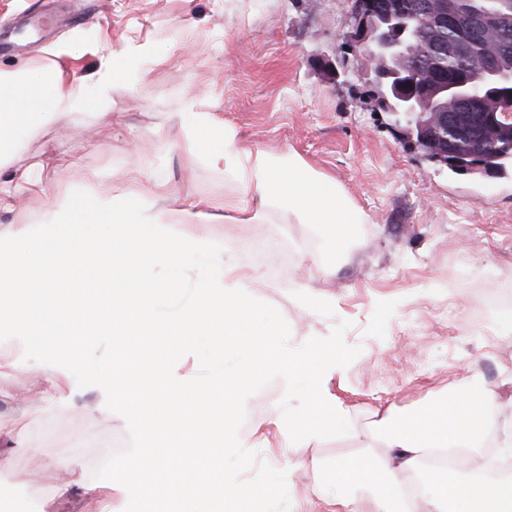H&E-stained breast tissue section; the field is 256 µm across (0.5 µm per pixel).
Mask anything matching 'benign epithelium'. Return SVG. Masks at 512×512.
Returning a JSON list of instances; mask_svg holds the SVG:
<instances>
[{"mask_svg":"<svg viewBox=\"0 0 512 512\" xmlns=\"http://www.w3.org/2000/svg\"><path fill=\"white\" fill-rule=\"evenodd\" d=\"M469 22L487 37L509 31L496 17L475 14ZM463 23L448 0H421L408 22L389 0H355L349 35L351 48L362 51L360 65L385 111L404 116L426 157L444 164L450 155L461 165L471 160L457 155L459 140L484 142L498 131L500 108H512V74L498 66L494 52L474 55L470 44L458 45L481 71L478 82L422 70L421 36L429 29L437 34L457 30ZM450 131L456 140L448 139Z\"/></svg>","mask_w":512,"mask_h":512,"instance_id":"7a95c632","label":"benign epithelium"}]
</instances>
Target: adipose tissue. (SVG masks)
<instances>
[{"label": "adipose tissue", "instance_id": "obj_1", "mask_svg": "<svg viewBox=\"0 0 512 512\" xmlns=\"http://www.w3.org/2000/svg\"><path fill=\"white\" fill-rule=\"evenodd\" d=\"M80 97V84L55 69L0 70V166L22 149L23 134L63 117ZM171 119L184 129V151L204 155L234 183L237 194L224 206L234 210L238 224L261 223L269 207L284 206L296 223L321 230L329 255L317 268L334 272L333 260L360 217L333 180L310 172L290 153L239 149L235 130L217 119L181 112ZM205 206V198L189 196L172 212L158 206L152 185L132 191L117 184L108 196L54 198L47 223L0 226V369L37 356L47 363L52 384L65 379L70 390L96 392L102 403L124 409L139 436L136 454L113 461L114 477L96 512H113L118 504L122 512H183L186 501L217 491L223 512H242L257 494L239 479L247 460L236 420L252 382L267 374L305 383L302 416L275 425L289 441L329 432L342 417L326 388L342 351L332 342L292 348L280 340L277 322L248 298L258 278L213 247ZM76 224L83 227L79 239L70 233ZM86 239L92 251L84 250ZM203 253L210 256L208 276L196 283L187 304L160 322L152 297H177L185 286L182 275L164 278L161 269ZM28 262L41 280L37 304L27 303L32 284L15 270ZM112 270L131 278L114 285L109 300L81 307L69 298L72 288L94 293L100 272ZM104 336L112 339L107 356L85 371L90 350ZM178 336L206 337L214 358L231 350L247 361L232 378L200 379L182 371ZM501 408L494 390L480 388L433 409L383 418L394 460L340 464L323 477L332 488L349 490L342 501L349 512H359L366 498L374 512H512V475L460 477L423 465L437 448L484 447L498 430ZM217 470L223 473L219 488L209 479ZM130 471L139 472V481H127ZM409 473L425 489L412 501L403 492Z\"/></svg>", "mask_w": 512, "mask_h": 512}]
</instances>
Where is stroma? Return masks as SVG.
<instances>
[{"mask_svg": "<svg viewBox=\"0 0 512 512\" xmlns=\"http://www.w3.org/2000/svg\"><path fill=\"white\" fill-rule=\"evenodd\" d=\"M353 0H0V68L56 67L95 73L109 51L149 43L144 77L110 89L26 137L5 169L15 186L0 225L43 223L45 184L77 197L109 194L128 168L166 182V207L205 197L210 234L224 257L262 281L254 300L281 324L285 342L336 340L345 361L329 382L343 409L339 429L308 436L270 457L257 431L301 413L302 383L267 375L251 388L237 433L249 465L242 481L287 494L256 500V512H330L322 475L332 466L388 455L377 422L476 387L512 396V174H461L429 161L406 122L372 97L348 44ZM175 112L212 115L233 127L243 149L292 153L334 180L365 221L333 276L310 268L328 244L311 224L267 210L246 231L224 217L235 186L223 171L181 148L178 130L157 124ZM326 301L313 305L309 293ZM187 371L206 378L236 371L237 356L214 359L204 337L185 343ZM478 378H470V367ZM50 373L27 357L0 372V421L25 416L23 443L0 435V487L37 512H94L107 479L85 445L111 458L135 453L138 437L121 410L86 393L54 404ZM69 458L63 469L60 458ZM71 483L73 493L57 489Z\"/></svg>", "mask_w": 512, "mask_h": 512, "instance_id": "stroma-1", "label": "stroma"}]
</instances>
